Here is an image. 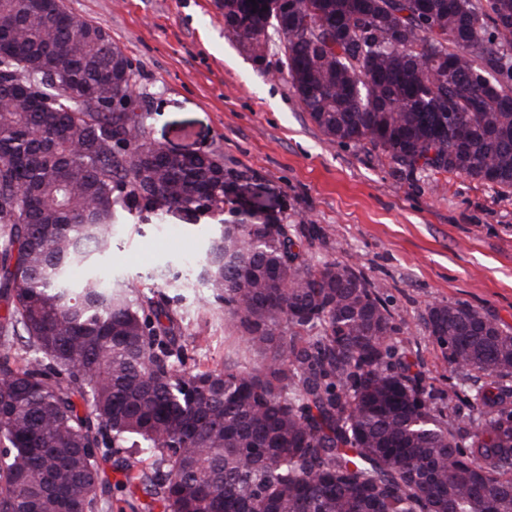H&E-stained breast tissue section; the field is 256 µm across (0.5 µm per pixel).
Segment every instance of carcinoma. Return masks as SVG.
<instances>
[{"mask_svg":"<svg viewBox=\"0 0 512 512\" xmlns=\"http://www.w3.org/2000/svg\"><path fill=\"white\" fill-rule=\"evenodd\" d=\"M219 0L255 59L278 37L322 134L391 164L512 189V0ZM0 512H512V332L427 307L462 427L397 352L318 230L224 222L206 299L245 344L187 365L170 299L102 271L135 213H224V161L144 137L132 65L64 0H0Z\"/></svg>","mask_w":512,"mask_h":512,"instance_id":"obj_1","label":"carcinoma"}]
</instances>
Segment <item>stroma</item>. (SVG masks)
I'll use <instances>...</instances> for the list:
<instances>
[{"instance_id":"1","label":"stroma","mask_w":512,"mask_h":512,"mask_svg":"<svg viewBox=\"0 0 512 512\" xmlns=\"http://www.w3.org/2000/svg\"><path fill=\"white\" fill-rule=\"evenodd\" d=\"M65 4L105 27L130 59L145 138L173 153L223 157L225 219L319 228L313 262L352 267L379 288L407 325L397 345L435 383L448 366L424 329L429 304L478 307L512 331V190L382 164L366 142L328 141L293 93L280 43L253 60L225 32L215 0ZM211 232L191 209L161 219L144 212L117 228L103 265L146 291L169 282L189 356L216 366L235 344L197 282L195 256Z\"/></svg>"}]
</instances>
